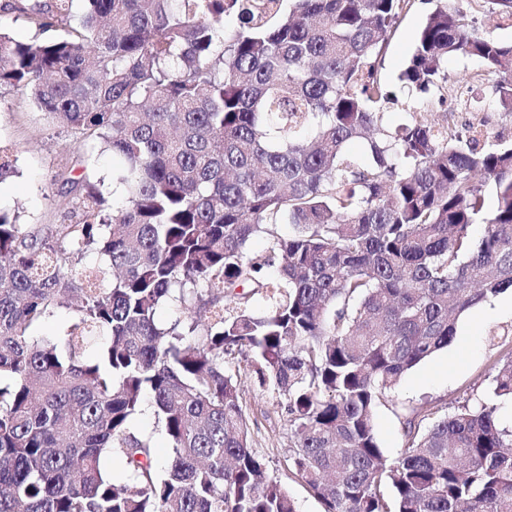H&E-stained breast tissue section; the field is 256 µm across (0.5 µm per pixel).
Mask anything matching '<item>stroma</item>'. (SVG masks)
I'll return each mask as SVG.
<instances>
[{"mask_svg": "<svg viewBox=\"0 0 512 512\" xmlns=\"http://www.w3.org/2000/svg\"><path fill=\"white\" fill-rule=\"evenodd\" d=\"M436 0H415L403 16L384 55L381 78L391 92H399V76ZM0 144L9 148L13 171L0 178V209L15 214L21 224H57L68 209L66 186L55 181L81 157L83 143L52 123L34 105L22 87L0 90ZM512 327V290L479 303L456 324L455 344L436 353L407 373L385 393L375 410V429L380 448L398 458L406 443L404 423L421 406H431L435 417L450 414L461 403L487 402L494 376L493 365L506 357L507 348L491 346V332ZM244 399L256 424L252 447L267 460L271 477L287 484L299 512H324L323 505L294 478L285 462L289 434L285 413L276 409L279 397L255 386L248 366L240 368Z\"/></svg>", "mask_w": 512, "mask_h": 512, "instance_id": "obj_1", "label": "stroma"}]
</instances>
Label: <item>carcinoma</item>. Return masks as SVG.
I'll use <instances>...</instances> for the list:
<instances>
[{
	"label": "carcinoma",
	"mask_w": 512,
	"mask_h": 512,
	"mask_svg": "<svg viewBox=\"0 0 512 512\" xmlns=\"http://www.w3.org/2000/svg\"><path fill=\"white\" fill-rule=\"evenodd\" d=\"M73 2L11 4L60 36L0 31V89L30 88L90 142L66 178L81 185L70 222L0 210V512H297L251 446L237 358L286 401L288 470L324 512H512L497 405L407 421L396 460L375 433L380 396L512 289V145L382 125L399 99L379 67L413 0H82L76 26ZM451 2L418 34L406 98L443 90L461 54L483 71L460 86L493 81L512 114V43ZM474 2L512 23V0ZM99 147L123 160L117 207L92 180ZM259 234L268 252L250 257ZM90 252L103 262L85 266ZM173 297L188 316L162 325ZM61 309L65 335H33ZM494 369L493 398L512 401V353ZM147 403L171 449L162 475L129 428Z\"/></svg>",
	"instance_id": "carcinoma-1"
}]
</instances>
